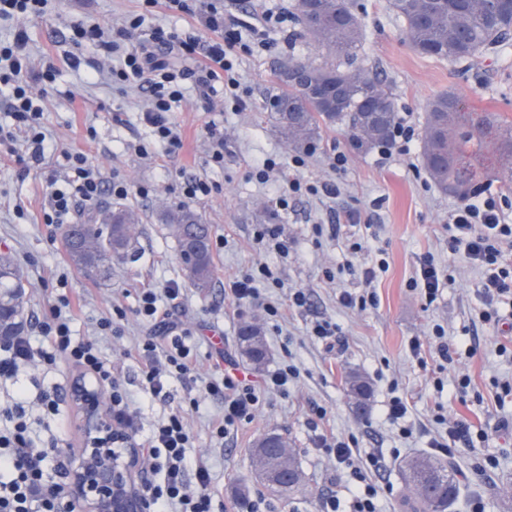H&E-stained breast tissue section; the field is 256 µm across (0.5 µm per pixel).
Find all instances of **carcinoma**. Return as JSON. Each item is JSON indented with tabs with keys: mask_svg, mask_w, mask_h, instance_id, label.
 <instances>
[{
	"mask_svg": "<svg viewBox=\"0 0 512 512\" xmlns=\"http://www.w3.org/2000/svg\"><path fill=\"white\" fill-rule=\"evenodd\" d=\"M424 0H389V7L405 26L415 50L450 63L471 60L495 46H506L512 36V10L497 6L498 26L482 16L477 2L461 0L454 11L442 12L432 21L420 20ZM301 25L299 38L324 51L330 60L318 64L288 59L279 72V94L273 99V119L279 132L296 147L316 143L321 131L340 124L358 148L387 142L392 135L395 111L391 94L378 77L364 68L351 67L362 49L363 30L347 0H296ZM339 84L346 102L339 108L309 93L312 85ZM386 105L380 117L370 120L369 103ZM422 159L435 184L461 200L473 197L494 182H512V121L498 112H469L456 94L442 92L427 105ZM165 224L176 239L181 263L191 285L205 293L212 287L214 263L209 226L187 208L170 209ZM133 210L117 203L96 223L88 216L80 224L65 225L66 251L86 276L102 279L111 274L112 260L121 259L135 247L131 226ZM26 292L23 275L14 259L0 254V334L9 336L24 327ZM252 337L244 355L256 365L266 359L264 342L253 326H245L240 338ZM281 447L267 452L250 450L252 466L263 474L272 468L287 477L269 486L282 495L294 493L304 483L296 450L280 436ZM412 494L402 499L404 512H448L457 498L455 469L448 462L418 458L406 466Z\"/></svg>",
	"mask_w": 512,
	"mask_h": 512,
	"instance_id": "cac0c4a2",
	"label": "carcinoma"
}]
</instances>
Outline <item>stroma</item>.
I'll return each instance as SVG.
<instances>
[{"label": "stroma", "mask_w": 512, "mask_h": 512, "mask_svg": "<svg viewBox=\"0 0 512 512\" xmlns=\"http://www.w3.org/2000/svg\"><path fill=\"white\" fill-rule=\"evenodd\" d=\"M364 33L359 66L375 73L392 93L394 109L410 113L416 129H423L427 104L437 94L451 90L470 111L498 112L512 120V48L491 49L463 64L446 61L416 51L400 22L388 7V0H351ZM141 0H53L47 15L19 19L16 25L0 24V41L11 40L16 28H24L32 57L45 50L56 57L57 71L52 83L37 86L42 97L44 124L55 145L52 156L55 185H48L39 172L22 173L13 158L0 154V252L10 253L21 266L26 280L27 318L44 316L58 295L64 294L78 308L71 322L78 339H98L103 357L122 364V386L131 394L144 426L161 420L172 407L184 401L186 391L172 381L173 399L152 403L144 399L137 380V365L124 359L125 348L149 334L146 323L129 318L120 322L115 336L98 338L97 323L113 305L133 310L139 291L163 287L175 280L184 283L178 246L162 220L166 211L181 205L200 214L211 229L213 240L222 241L214 249L215 284L208 295L186 287L176 299L181 320L191 332L201 372L213 370L206 337L220 333L224 349L239 367L252 377L276 368L287 359L301 369L300 379L287 395H266L254 420L242 424L236 435L217 441L209 426L217 413L219 399L199 395V407L188 416L194 435L189 453L207 462L223 512H238L245 500L258 502L260 512H319L327 492H335L341 504H348L359 480L352 468L335 467L314 447V434L307 421L313 408L326 412L324 429L343 437H354L362 457L379 455L380 470H368L367 478L380 488V512H400L405 491L402 466L424 453L425 443L440 426L437 409L460 414L484 429V447L457 453L453 462L459 473L461 493L448 512H470L474 499H481L484 512H512V428H498L499 420L512 418V401L499 402L496 381L512 379V357L499 355L495 344L500 330L481 324L477 312L483 306L478 294L479 272L462 257H449L448 237L443 230L456 197L443 193L428 172H414L406 161L382 160L377 149L353 147L343 131L331 127L322 131L316 151L302 174L310 181L335 179L341 193L334 199L301 196L290 200L287 211L277 210L271 191L250 179V166L260 158L280 161L294 154V147L275 128L269 100L278 91L277 71L289 57L307 62L324 61L325 55L303 45L295 35L300 26L289 21L288 29L275 33L276 43L267 52L243 55L239 70L248 92V107L235 111L222 96L204 99L189 91L177 106L173 118L183 140L181 151L166 152L156 147L153 159L140 158L135 145L150 142V130L141 120L146 95L137 88L119 91L111 85L88 84L87 78L104 59L94 46L81 55L80 67L69 61L74 23L88 19L120 26L141 14ZM220 120L224 126V165L205 166V146L199 135L204 121ZM78 150L103 173H119L134 186L146 187V194L133 195L127 202L138 217L133 227L136 250L113 262L112 277L93 281L71 263L61 238L59 225L44 221L52 187H66V152ZM345 153L342 172L331 173L327 158L333 151ZM192 177L207 174L219 186L217 192L192 202H184L174 172ZM354 211L359 224L370 225L378 244L386 251L389 268L371 284L356 275L328 281L323 271L336 267L348 256L355 229L342 225L338 233L315 237L313 225L328 223L331 210ZM285 227L287 258L262 255L252 235L256 225ZM425 255L438 263H451L453 279L439 299L424 307L408 286L417 262ZM276 265L286 288H304L311 294L310 311H288L278 330L263 328L261 305H253L245 319L233 314V304L224 295L225 279L250 269L259 261ZM370 287L377 295L375 307L364 311L340 304L341 291H361ZM329 319L339 325L342 336L333 350L308 336L307 324ZM260 325L267 349L263 365L246 359L239 342L242 323ZM444 326L450 339L475 346L474 358L449 368L453 378L470 376L467 398L456 397L452 385L436 392L430 375L439 364L435 352H427L424 363L410 355L412 337L427 338L433 324ZM358 375L367 381L372 395L364 412H357L346 379ZM42 390L57 391L60 398L56 417L44 418L36 405H29L33 431L41 438L64 439L71 447L82 440L81 418L69 391L75 372L68 366L28 370ZM408 401L404 423L413 431L403 438L386 418L392 393ZM276 432L288 437L295 448L306 482L292 496H279L261 484L251 466L250 450L261 436ZM498 459L496 468L483 472L478 462L485 455Z\"/></svg>", "instance_id": "1"}]
</instances>
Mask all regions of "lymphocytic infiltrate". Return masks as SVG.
<instances>
[{"label": "lymphocytic infiltrate", "mask_w": 512, "mask_h": 512, "mask_svg": "<svg viewBox=\"0 0 512 512\" xmlns=\"http://www.w3.org/2000/svg\"><path fill=\"white\" fill-rule=\"evenodd\" d=\"M167 8L197 12L205 29L211 32V39L203 43L197 37H184L177 31L158 27L151 35L155 51L126 48V40L143 23L139 15L110 32L87 21L79 24L77 30L80 39L94 42L110 60L109 79L145 91L148 102L142 120L168 151L175 152L183 142L171 112L187 92L185 79H194L196 90L203 95L222 86L225 97L233 99L236 109H245L234 54L267 51L271 44L264 30L247 27L244 20L225 13L218 0H167ZM27 46L28 38L22 30L16 31L12 43L0 46V83L13 87L10 110L14 119L12 127L0 126V147L14 156L25 173L42 168L54 148L43 123L42 109L31 93L33 84L49 77L54 67L49 64L42 70L23 69L19 55ZM162 49L178 50L192 61V69L171 67L159 57ZM66 159L72 175L67 188L52 192L44 215L46 223H67L76 205L95 209L103 195L123 200L131 194L132 186L126 179L117 174L104 176L82 152L67 154ZM305 163L301 155L292 156L285 166L267 158L256 163L252 176L261 185H274L276 205L282 210L287 209L289 198L296 195L332 199L340 195L335 181H303L298 170ZM283 168L287 169V176L282 177L280 184H273L272 174ZM503 203V197L491 193L473 197L456 206L444 226L450 253L462 255L481 272L480 292L488 304L478 318L493 325L501 322L497 301L512 298V222L505 216ZM283 287L278 269L263 263L224 282V292L236 308L260 303L273 320L282 318L287 309L301 310L310 302L308 293L301 288L287 289L286 302L266 301V290ZM181 292L175 281L162 288L141 290L131 314L149 323L151 334L135 344L129 354L140 363V386L148 400H167L169 382L173 379L183 382L187 390L200 388L223 398L224 408L212 420L214 433L223 439L234 434L242 423L253 421L263 393L287 394L289 384L299 379L301 371L297 365L286 362L254 381L239 375L231 362L216 366L209 375H201L197 355L187 343L189 333L168 306ZM72 317L71 301L62 296L51 308L49 317L36 320L32 330L24 329L18 335L0 339V381L15 385L12 400L0 403V417L6 421L5 428L0 429V512H58L60 503L68 499L65 451L55 440L35 442L25 409L28 391L20 381L22 371L34 366H54L61 360L108 389L106 414L112 431L119 434L122 447L139 449L145 465L143 489L153 512H214L216 493L210 469L188 455L193 435L187 409H172L157 423L143 426L137 410L120 388L118 369L107 364L97 341H74ZM325 416L323 409H316L309 422L315 432L316 450L334 465L355 466V440L321 430L319 423ZM436 420L443 429L428 440L427 446L439 458L473 447L475 440L484 436L464 416L440 413Z\"/></svg>", "instance_id": "1"}]
</instances>
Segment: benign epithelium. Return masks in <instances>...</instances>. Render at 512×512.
I'll list each match as a JSON object with an SVG mask.
<instances>
[{"label":"benign epithelium","mask_w":512,"mask_h":512,"mask_svg":"<svg viewBox=\"0 0 512 512\" xmlns=\"http://www.w3.org/2000/svg\"><path fill=\"white\" fill-rule=\"evenodd\" d=\"M83 428V447L74 456L70 481L82 512H150L140 489L139 457L131 448L117 457L112 424L104 412V391L83 381L73 389Z\"/></svg>","instance_id":"7a95c632"}]
</instances>
